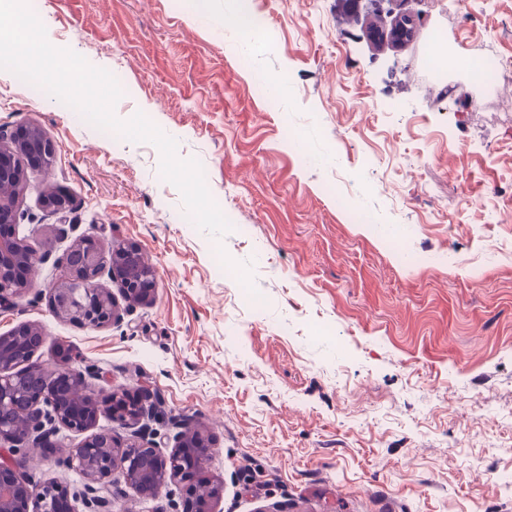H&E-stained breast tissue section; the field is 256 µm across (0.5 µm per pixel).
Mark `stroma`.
Wrapping results in <instances>:
<instances>
[{
    "label": "stroma",
    "instance_id": "stroma-1",
    "mask_svg": "<svg viewBox=\"0 0 512 512\" xmlns=\"http://www.w3.org/2000/svg\"><path fill=\"white\" fill-rule=\"evenodd\" d=\"M48 41L109 70L115 112H143L196 158L232 224L189 220L160 153L100 131L0 70V127L41 128L20 232L54 260L68 240L40 200L65 190L77 234L138 245L156 298L89 329L41 299L0 311L40 325L35 361L75 348L95 389L160 391L204 429L220 512H512V87L435 68L430 33L393 45L375 19H435L448 54L512 60V0H34ZM259 19L245 34L240 10ZM252 266V298L216 246ZM33 449L42 479L73 443Z\"/></svg>",
    "mask_w": 512,
    "mask_h": 512
}]
</instances>
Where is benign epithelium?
Returning <instances> with one entry per match:
<instances>
[{"label": "benign epithelium", "mask_w": 512, "mask_h": 512, "mask_svg": "<svg viewBox=\"0 0 512 512\" xmlns=\"http://www.w3.org/2000/svg\"><path fill=\"white\" fill-rule=\"evenodd\" d=\"M57 145L39 128L25 126L6 131L0 128V184L11 189L0 192V224H20L18 196L24 165L46 169L53 164ZM42 207L61 217L73 208L71 196L64 190L57 197L42 199ZM51 253L30 246L19 233L0 235V304L17 307L35 281L40 266ZM60 262L62 277L49 288V312L52 316L83 328H112L122 324L124 316L112 291L101 279L121 286L130 305H150L155 299V275L142 251L134 244H118L107 249L92 235L73 240ZM42 328L21 323L0 334V447L10 451L12 466L0 465V512H30L37 500L36 512H60V498L72 496L85 512H111L112 488L124 485L145 499L157 497L174 486L179 500H171V512H216L221 485L205 475L212 454L208 434L184 423H175L172 449L164 453L155 442L158 431L143 420L163 407L160 392L146 389L139 400L128 402L123 389L95 390L87 381L89 369H81L69 350L57 353L53 370L33 361L45 343ZM106 417L130 429L120 439L110 429L97 430ZM66 430L80 437L57 460L60 467L82 477V485L73 491L56 481L35 478L28 467L29 451ZM209 492L199 491L201 484Z\"/></svg>", "instance_id": "benign-epithelium-1"}]
</instances>
